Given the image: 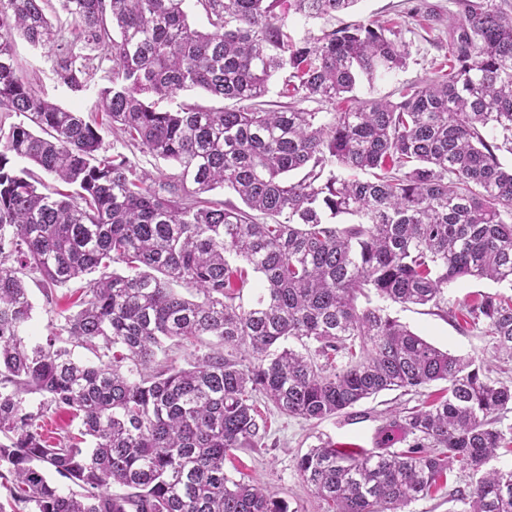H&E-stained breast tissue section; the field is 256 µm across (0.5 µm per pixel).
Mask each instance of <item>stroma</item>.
<instances>
[{"mask_svg": "<svg viewBox=\"0 0 512 512\" xmlns=\"http://www.w3.org/2000/svg\"><path fill=\"white\" fill-rule=\"evenodd\" d=\"M459 11L458 0H359L350 13L330 22L290 15L288 27L295 36L301 37L309 33L320 34L344 22L378 21L398 25L409 46L406 66L373 84H361L355 91L361 99L394 100L403 86L423 84L447 66L448 26ZM14 47L19 63L36 71L37 90L41 97L68 110L95 111L97 96L93 89L71 91L57 80L52 58L25 39L15 38ZM390 312L439 348L489 364L495 369L512 370V361L496 352L490 337L478 330L460 332L455 320L444 312L429 306L403 308L397 305L392 306ZM439 390V385L434 384L418 393L384 391L356 404L349 413L319 422L288 417L270 404H260L259 410L266 425L264 437L256 447L233 450L225 461V471L233 479L275 492L287 502L288 512H322L320 501L296 469L297 456L322 440L376 448L390 410L419 406L427 396L437 394Z\"/></svg>", "mask_w": 512, "mask_h": 512, "instance_id": "stroma-1", "label": "stroma"}]
</instances>
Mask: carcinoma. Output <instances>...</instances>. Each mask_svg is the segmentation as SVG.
I'll list each match as a JSON object with an SVG mask.
<instances>
[{
    "mask_svg": "<svg viewBox=\"0 0 512 512\" xmlns=\"http://www.w3.org/2000/svg\"><path fill=\"white\" fill-rule=\"evenodd\" d=\"M186 2L0 0V479L12 476L0 512H287L224 471L231 450L262 438L258 398L319 421L438 381L439 401L391 415L383 451L322 442L297 458L299 475L324 512H405L456 464L477 476L450 493L462 512H512V467L486 468L512 444L497 427L512 384L388 312L442 311L457 281L491 280L511 293L449 313L512 358V168L499 158L512 154L508 0H464L435 78L324 115L301 104L337 102L406 65L397 27L297 38L289 15L333 17L358 0H195L212 27L202 32ZM16 35L77 92L112 62L98 92L112 129L178 173L151 177L108 153L97 116L40 97ZM282 70L291 102L265 109ZM196 88L236 106L148 102ZM21 161L72 190L42 191ZM221 186L242 206L199 197ZM250 270L260 285L246 308L236 299ZM30 279L46 294L79 290L43 343L25 335ZM199 345L186 367L157 361ZM52 408L77 431L46 437ZM394 431L407 448L387 449Z\"/></svg>",
    "mask_w": 512,
    "mask_h": 512,
    "instance_id": "carcinoma-1",
    "label": "carcinoma"
}]
</instances>
